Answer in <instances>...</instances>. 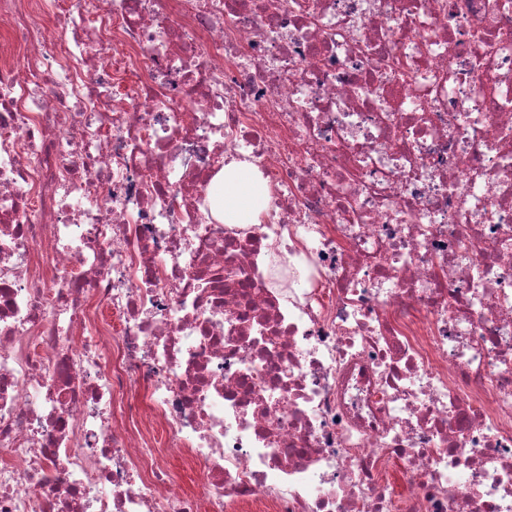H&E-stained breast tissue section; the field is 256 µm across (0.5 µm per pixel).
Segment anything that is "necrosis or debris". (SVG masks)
Listing matches in <instances>:
<instances>
[{"label":"necrosis or debris","mask_w":512,"mask_h":512,"mask_svg":"<svg viewBox=\"0 0 512 512\" xmlns=\"http://www.w3.org/2000/svg\"><path fill=\"white\" fill-rule=\"evenodd\" d=\"M0 512H512V0H0ZM267 189L246 162L224 166L223 191L214 195L212 210L227 224H257L266 205ZM172 469L178 475V484L184 490H190L197 485L200 480V474L198 471L192 468L191 464L187 461H183L178 456H172L170 458Z\"/></svg>","instance_id":"necrosis-or-debris-1"}]
</instances>
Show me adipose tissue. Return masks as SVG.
Here are the masks:
<instances>
[{
	"mask_svg": "<svg viewBox=\"0 0 512 512\" xmlns=\"http://www.w3.org/2000/svg\"><path fill=\"white\" fill-rule=\"evenodd\" d=\"M266 195L250 166L234 160L224 168V188L215 194L212 210L227 224H255L265 209Z\"/></svg>",
	"mask_w": 512,
	"mask_h": 512,
	"instance_id": "1",
	"label": "adipose tissue"
}]
</instances>
